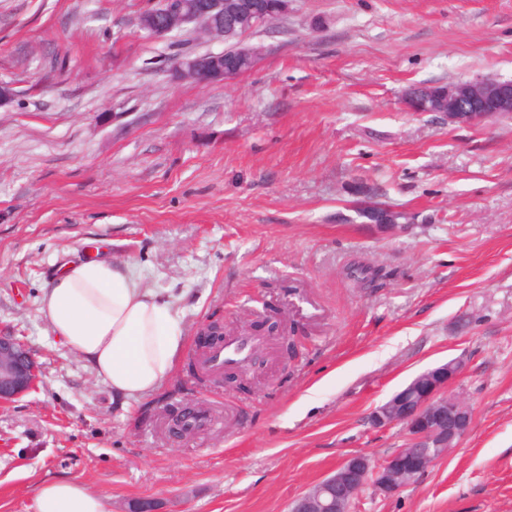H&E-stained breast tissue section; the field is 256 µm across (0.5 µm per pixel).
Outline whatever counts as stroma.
<instances>
[{
    "mask_svg": "<svg viewBox=\"0 0 512 512\" xmlns=\"http://www.w3.org/2000/svg\"><path fill=\"white\" fill-rule=\"evenodd\" d=\"M156 0H0V330L43 366L0 405V512L67 477L109 512H288L348 455L402 447L371 411L418 373L466 361L469 432L397 494L356 512H512V116L469 126L403 102L414 83L512 81V0H290L245 32L248 72L199 85L188 31L149 37ZM392 205L372 224L360 210ZM103 249L170 300L173 375L122 398L52 333L43 287ZM384 276L360 287L350 265ZM244 386L201 383L198 332L267 333ZM207 425L183 438L169 412Z\"/></svg>",
    "mask_w": 512,
    "mask_h": 512,
    "instance_id": "35a3bbf8",
    "label": "stroma"
}]
</instances>
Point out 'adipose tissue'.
I'll use <instances>...</instances> for the list:
<instances>
[{"instance_id": "ef3b65f1", "label": "adipose tissue", "mask_w": 512, "mask_h": 512, "mask_svg": "<svg viewBox=\"0 0 512 512\" xmlns=\"http://www.w3.org/2000/svg\"><path fill=\"white\" fill-rule=\"evenodd\" d=\"M53 334L123 397L147 394L172 373L181 321L170 301L144 288L127 264L102 256L59 268L42 290ZM32 512H107L102 496L74 479L39 485Z\"/></svg>"}]
</instances>
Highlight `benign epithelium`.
Listing matches in <instances>:
<instances>
[{
    "label": "benign epithelium",
    "instance_id": "1",
    "mask_svg": "<svg viewBox=\"0 0 512 512\" xmlns=\"http://www.w3.org/2000/svg\"><path fill=\"white\" fill-rule=\"evenodd\" d=\"M288 11V0L269 6L267 0H161V10L144 12L139 27L162 37L189 30L214 38L239 36L247 16L267 21ZM259 55L258 49L209 52L203 56L179 55L169 71L175 78L209 84L242 73L243 60ZM512 112V82L490 78L448 84L440 115L450 124L472 125ZM364 216L375 224L390 221L392 211L370 205ZM462 359H451L417 375L370 414L371 426L385 430L403 426L406 442L382 459L352 454L336 471L322 479L291 504V512H351L357 496L366 488L391 496L423 475L469 431L472 412L448 386L463 372ZM41 366L26 345L9 331H0V404L10 403L33 390L40 381Z\"/></svg>",
    "mask_w": 512,
    "mask_h": 512
}]
</instances>
